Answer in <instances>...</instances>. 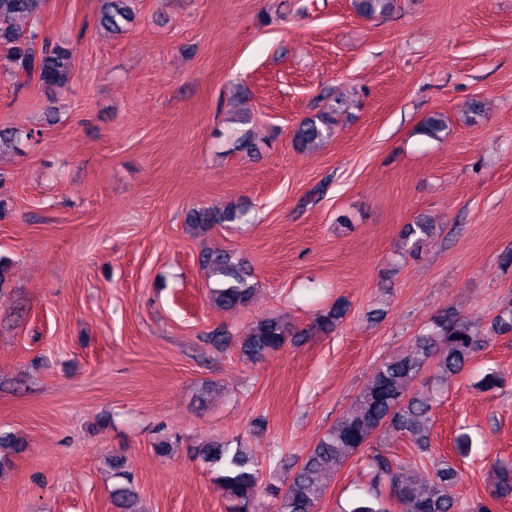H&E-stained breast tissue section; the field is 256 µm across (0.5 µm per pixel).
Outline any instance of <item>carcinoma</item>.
Listing matches in <instances>:
<instances>
[{
    "instance_id": "1",
    "label": "carcinoma",
    "mask_w": 512,
    "mask_h": 512,
    "mask_svg": "<svg viewBox=\"0 0 512 512\" xmlns=\"http://www.w3.org/2000/svg\"><path fill=\"white\" fill-rule=\"evenodd\" d=\"M47 0H0V73L22 90L36 81L48 88H65L77 73L76 59L69 45L47 41L41 32ZM133 0H102L98 27L122 34L135 21ZM393 0H353L354 10L370 17L390 8ZM343 101L337 99L326 109L304 119L296 128L294 141L299 147L319 145L332 134L335 115ZM448 117H428L422 133L442 140L448 137ZM248 206H226L224 209L192 208L184 223L201 229L214 224H233L247 214ZM434 227L421 219L404 226L401 248L409 255L431 241ZM202 264L214 278L208 290V303L225 311L249 306L255 288L248 282L251 271L245 260L222 250L203 254ZM347 314L346 306L337 302L320 312L311 329L330 334ZM512 332V302L493 319L490 333ZM297 331L288 321L265 315L250 322L241 338L243 357L256 361L279 350ZM480 334L471 322L455 309L436 314L426 331L413 342L411 352L384 360L353 404L324 433L315 448L305 457L283 488L267 483L266 493L275 500V512H317L324 492L323 479L336 474L351 455L365 447L372 436L396 435L408 440L424 453L430 449L437 400L448 387V376L463 371L475 352ZM432 370L426 389L413 390V383L424 368ZM202 459L223 467L220 476L224 499L231 512H250L257 496L260 471L258 461L242 441L230 448V441L215 439L199 449ZM372 490L369 498L359 500L342 512H389L377 495L380 484L388 486L401 512H464L453 492L459 474L448 467V459L438 457L432 474L422 478L417 464L395 454L377 452L369 457ZM112 469L125 483L112 489V502L124 512H141L131 476L114 460ZM494 480L489 487V500L480 502L474 512H493L496 502L512 496V466L493 462Z\"/></svg>"
}]
</instances>
